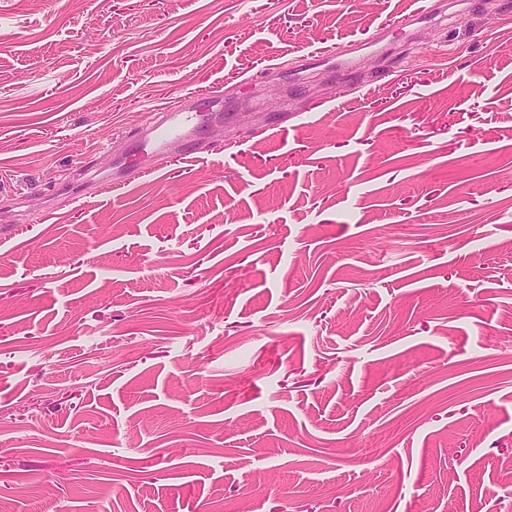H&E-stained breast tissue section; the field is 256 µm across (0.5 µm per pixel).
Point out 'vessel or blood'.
I'll list each match as a JSON object with an SVG mask.
<instances>
[{"label": "vessel or blood", "mask_w": 512, "mask_h": 512, "mask_svg": "<svg viewBox=\"0 0 512 512\" xmlns=\"http://www.w3.org/2000/svg\"><path fill=\"white\" fill-rule=\"evenodd\" d=\"M217 96H203L190 93L179 97L176 102L165 107L158 118L150 120L136 134L131 147L132 154L148 152L149 162H117L112 167L109 178L111 184L122 188L130 185L135 178L147 174L148 170L161 169L171 156L168 146L175 141L193 145L195 137L202 131L201 117L204 112L220 106Z\"/></svg>", "instance_id": "1"}]
</instances>
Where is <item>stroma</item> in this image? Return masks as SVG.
Wrapping results in <instances>:
<instances>
[{
  "mask_svg": "<svg viewBox=\"0 0 512 512\" xmlns=\"http://www.w3.org/2000/svg\"><path fill=\"white\" fill-rule=\"evenodd\" d=\"M410 10L0 0V512H512V0ZM221 100L216 95L204 97L201 94L188 93L178 98L176 102L162 109L158 118L151 119L145 127L136 134L132 142L129 158L140 154L149 147V163L141 160L132 163L130 159L123 162H113L112 176L104 183L114 184V188L130 186L135 178L149 174L148 170L162 169L163 163L173 158L168 153V145L174 141H183L185 146H194V139L202 131L201 117L204 112L221 106Z\"/></svg>",
  "mask_w": 512,
  "mask_h": 512,
  "instance_id": "obj_1",
  "label": "stroma"
}]
</instances>
